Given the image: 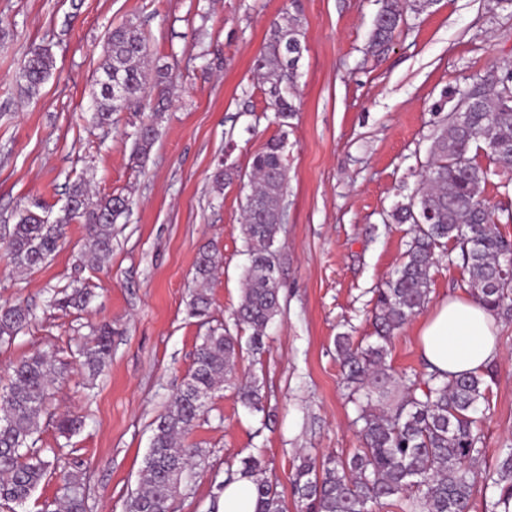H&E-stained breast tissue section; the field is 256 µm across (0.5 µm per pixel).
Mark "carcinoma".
<instances>
[{
	"mask_svg": "<svg viewBox=\"0 0 512 512\" xmlns=\"http://www.w3.org/2000/svg\"><path fill=\"white\" fill-rule=\"evenodd\" d=\"M435 0H381L370 46L383 50L409 14L419 15ZM299 20L287 16L273 24L267 42L254 60L255 70L267 84L265 94L279 117L293 112L288 85L293 83L302 55ZM102 78L120 71L125 100L117 106L103 90L95 93L91 119L99 126L112 124L120 110H150V117L134 133V157L146 160L158 136V122L170 103L169 69L148 67V47L140 28L126 22L113 29L104 46ZM50 49L30 48L21 61L18 81L27 98L40 95L52 76ZM467 105L455 119H443L426 162L420 186L398 204L390 217L410 224L411 241L395 276L379 289L374 308L376 342L356 346L348 336L336 338L348 397L356 406L361 445L350 457L329 455L321 463L307 462L293 476V487L303 512H373L392 504L401 512H470L474 491L484 479L476 462L483 441L474 414L488 401V386L480 374L450 375L426 371L395 382L386 357L394 332L424 308L430 292V269L436 250L453 241L459 260L469 275L474 298L493 313L512 317V276L501 264L512 254V238L497 228L512 223V209L493 214L482 197L488 170L473 163L472 145L483 142L495 166L512 172V72L487 83L453 92ZM241 174L219 162L212 182L221 189ZM287 167L283 140L270 139L252 160L250 192L245 197L240 234L248 255L244 288L235 310V325L251 331L249 349H265L267 329L281 309L276 272L269 257L281 231ZM121 195L95 197L79 182L68 191L66 205L51 221L27 209L8 231L5 251L17 270L44 264L59 248L67 225L85 226L87 246L83 257L99 261L112 253V227L129 210ZM219 264L217 253L204 247L196 257L193 278L203 285ZM85 288L55 292L50 304L83 308L89 302ZM211 298L198 289L191 294L188 313L199 319L210 315ZM33 311L23 302L0 305V346H9L25 333ZM112 324L94 329L92 344L83 349V365L96 376L112 356ZM240 353L238 337L220 326L202 337L193 365L182 387L154 421L153 436L144 459L139 488L127 503V512H174V502L192 470L200 450L185 437L207 412L212 394L236 372ZM63 372L43 354L11 366L10 384L0 394V506L21 505L42 479L61 467L58 455L37 447V434L50 401V388ZM242 403L263 410L261 388L254 380L240 383ZM260 459H244L240 473L254 477L256 512H284L277 487L263 476ZM67 494L63 512H86L80 479L65 474ZM492 484L498 498L484 501L486 512H512V448L504 456Z\"/></svg>",
	"mask_w": 512,
	"mask_h": 512,
	"instance_id": "1",
	"label": "carcinoma"
}]
</instances>
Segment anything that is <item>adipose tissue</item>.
Here are the masks:
<instances>
[{
  "label": "adipose tissue",
  "mask_w": 512,
  "mask_h": 512,
  "mask_svg": "<svg viewBox=\"0 0 512 512\" xmlns=\"http://www.w3.org/2000/svg\"><path fill=\"white\" fill-rule=\"evenodd\" d=\"M493 314L463 295L438 303L419 336L420 352L432 368L453 375L479 373L500 355Z\"/></svg>",
  "instance_id": "adipose-tissue-1"
}]
</instances>
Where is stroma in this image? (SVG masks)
Segmentation results:
<instances>
[{
  "instance_id": "stroma-1",
  "label": "stroma",
  "mask_w": 512,
  "mask_h": 512,
  "mask_svg": "<svg viewBox=\"0 0 512 512\" xmlns=\"http://www.w3.org/2000/svg\"><path fill=\"white\" fill-rule=\"evenodd\" d=\"M379 0H0V225L40 205L58 215L70 185L94 196L122 194L129 211L113 228L112 252L80 264L83 225L69 224L61 248L39 268L0 261V303L24 300L35 320L0 348V387L10 364L43 351L61 367L41 423L40 447L60 450L84 484L87 512H125L140 481L151 424L182 386L209 327L233 335L232 313L246 263L240 220L246 191L236 181L216 189V161L248 173L266 142L285 139L288 188L276 246L281 311L263 353L242 350L226 381L188 437L201 448L176 501V512H208L222 497L228 470L260 457L287 512H301L292 477L307 458L351 455L360 441L346 399L336 338L370 343L378 288L404 260L408 225L387 215L421 181L436 127L434 111L451 92L512 70V6L503 0H438L408 17L381 52L369 46ZM302 23L303 52L294 79L297 110L276 118L254 60L272 20ZM140 23L153 63L171 69V104L145 164L133 159L138 112H117L93 125L94 79L103 43L125 20ZM55 67L41 94L26 98L18 63L36 45ZM474 163L488 168L483 197L512 207V178L492 167L484 144ZM214 244L220 266L208 289L210 318L188 314L199 248ZM468 275L436 252L429 304L469 294ZM90 288L85 310L50 308L72 282ZM421 311L396 332L386 364L396 376L422 371ZM114 329L112 362L89 380L77 350L93 324ZM502 356L485 369L489 409L478 417L494 472L512 445V319H498ZM257 378L264 409H247L239 380ZM72 412L84 425L72 437L55 427Z\"/></svg>"
}]
</instances>
